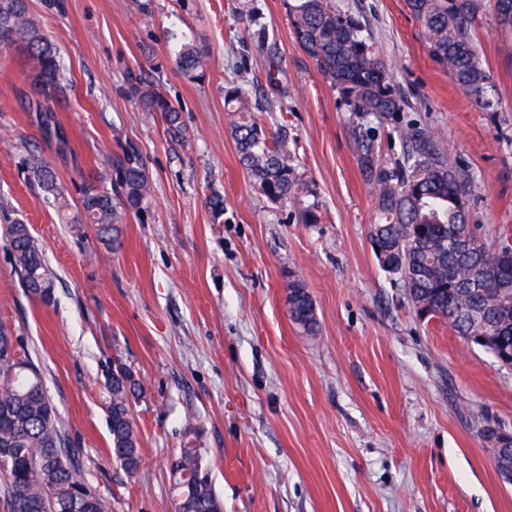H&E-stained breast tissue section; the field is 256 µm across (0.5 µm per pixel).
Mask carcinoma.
<instances>
[{
    "instance_id": "cac0c4a2",
    "label": "carcinoma",
    "mask_w": 512,
    "mask_h": 512,
    "mask_svg": "<svg viewBox=\"0 0 512 512\" xmlns=\"http://www.w3.org/2000/svg\"><path fill=\"white\" fill-rule=\"evenodd\" d=\"M500 0H408L418 20L431 58L448 73L476 106L491 110L499 95L473 41L476 18L490 14L498 27L512 31V17L499 15ZM297 46L335 88L350 111L360 118L352 126L357 157L377 198L378 239L372 245L394 250L393 274L402 281L416 309L446 322L460 336L492 333L503 348L512 347V247L486 244L472 230L467 235L476 247L466 250L448 228L467 225L465 178L448 166L434 135L409 120L398 127L407 150L389 165L380 163L375 150V128L362 122L367 115L392 119L404 111L385 61L374 47L363 15L343 8L339 0H284ZM17 45L31 61L33 85L41 97L30 109L41 116L47 136L69 149L55 121L53 101L70 87L57 61L53 44L29 15L27 0H0V47ZM206 55L190 42L180 43L174 60L185 75L199 76ZM126 92L149 112H157L174 141L184 139L181 112L146 77L127 71ZM231 112V130L238 160L255 188L269 201L288 200L302 205L305 224L320 221L315 203L303 204L306 183L296 157L288 148L286 132H270L254 115L248 93L240 86L224 90ZM27 179L67 206L54 169L41 156L26 159ZM112 188L95 181L84 184L80 217L74 230L95 224L101 240L110 243L118 232V211L139 213L148 201V178L137 148L131 144L113 164ZM0 230L8 242L11 265L29 298L49 304L54 298V277L43 250L27 225L4 217ZM495 271L496 279L480 283L477 268ZM288 315L305 332L317 326L314 302L303 281L285 282ZM111 393L108 421L113 458L130 474L141 464L140 441L130 402L141 391L132 372L120 366L107 376ZM0 476L10 512H106L100 496L85 482L81 467L61 433L56 407L43 384L40 369L17 356L10 332L0 329ZM176 512H223L199 448H183L171 462Z\"/></svg>"
}]
</instances>
